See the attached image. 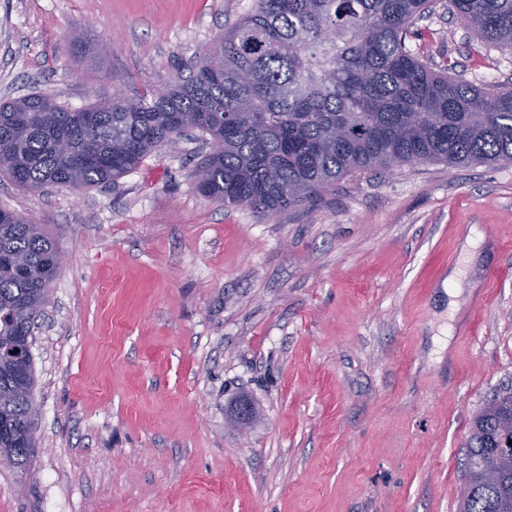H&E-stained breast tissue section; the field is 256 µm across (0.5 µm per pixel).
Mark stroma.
I'll use <instances>...</instances> for the list:
<instances>
[{
	"label": "stroma",
	"instance_id": "35a3bbf8",
	"mask_svg": "<svg viewBox=\"0 0 512 512\" xmlns=\"http://www.w3.org/2000/svg\"><path fill=\"white\" fill-rule=\"evenodd\" d=\"M254 6L0 0V100L152 98ZM79 29L108 52H72ZM407 44L512 85L448 0ZM209 151L193 133L79 191L0 178V208L63 252L31 346L35 454L0 466V512H459L469 425L512 388V163L365 171L266 218L197 190Z\"/></svg>",
	"mask_w": 512,
	"mask_h": 512
}]
</instances>
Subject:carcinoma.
I'll list each match as a JSON object with an SVG mask.
<instances>
[{
    "label": "carcinoma",
    "instance_id": "1",
    "mask_svg": "<svg viewBox=\"0 0 512 512\" xmlns=\"http://www.w3.org/2000/svg\"><path fill=\"white\" fill-rule=\"evenodd\" d=\"M430 0H256L188 79L141 99L80 109L31 93L0 104V176L27 190L115 182L190 130L219 145L198 190L263 216L311 210L359 172L512 162V87L492 92L436 71L406 43ZM477 36L512 54V0H448ZM67 143L65 154L57 150ZM62 252L39 224L0 209V345L24 346ZM33 369L0 363V448L26 469ZM512 437V391L473 418L462 512H512V467L495 484L473 463Z\"/></svg>",
    "mask_w": 512,
    "mask_h": 512
}]
</instances>
